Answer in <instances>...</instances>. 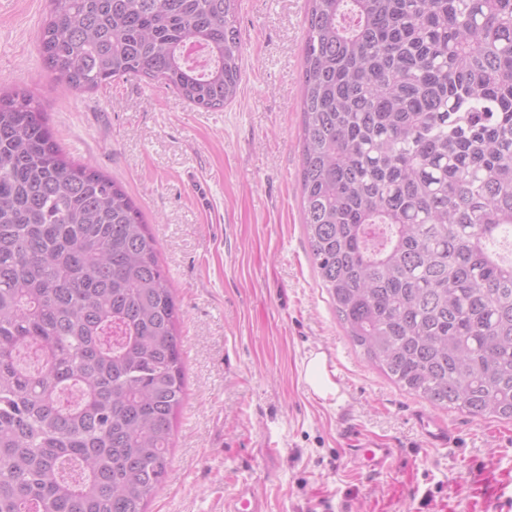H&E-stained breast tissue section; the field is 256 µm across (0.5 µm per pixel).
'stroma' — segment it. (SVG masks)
I'll return each mask as SVG.
<instances>
[{
    "instance_id": "stroma-1",
    "label": "stroma",
    "mask_w": 512,
    "mask_h": 512,
    "mask_svg": "<svg viewBox=\"0 0 512 512\" xmlns=\"http://www.w3.org/2000/svg\"><path fill=\"white\" fill-rule=\"evenodd\" d=\"M48 0H0V90L32 91L64 148L142 208L181 308L187 397L149 512H512V422L430 408L372 367L321 288L300 194L306 0H239L241 83L203 111L164 84L65 92L39 58ZM331 356L324 396L304 372ZM430 410L444 448L416 423ZM393 449L370 472L353 447ZM224 512H266L255 488L250 483L239 484L236 492L224 499Z\"/></svg>"
}]
</instances>
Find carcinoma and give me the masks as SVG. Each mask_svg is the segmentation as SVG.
<instances>
[{
  "label": "carcinoma",
  "instance_id": "cac0c4a2",
  "mask_svg": "<svg viewBox=\"0 0 512 512\" xmlns=\"http://www.w3.org/2000/svg\"><path fill=\"white\" fill-rule=\"evenodd\" d=\"M71 91L241 81L239 0H49ZM303 223L351 344L442 409L512 421V0H306ZM141 208L0 92V512H147L186 394Z\"/></svg>",
  "mask_w": 512,
  "mask_h": 512
}]
</instances>
